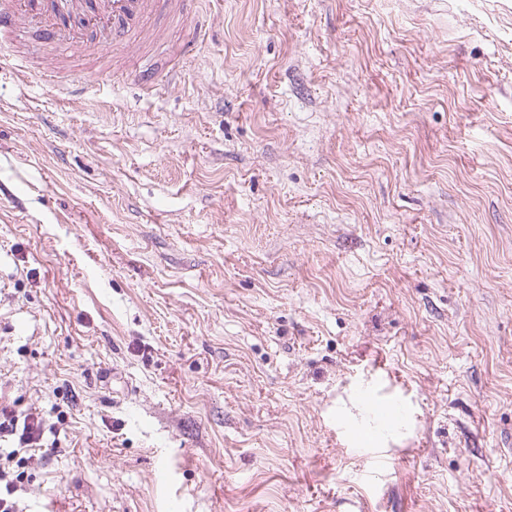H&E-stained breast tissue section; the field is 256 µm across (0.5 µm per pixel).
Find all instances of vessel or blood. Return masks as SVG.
I'll return each mask as SVG.
<instances>
[{
  "label": "vessel or blood",
  "instance_id": "obj_1",
  "mask_svg": "<svg viewBox=\"0 0 512 512\" xmlns=\"http://www.w3.org/2000/svg\"><path fill=\"white\" fill-rule=\"evenodd\" d=\"M201 0H0V31L20 29L25 19L39 20L43 39L63 38L98 55L132 49L150 39V20L159 19L184 28L185 38L175 54L194 57L205 42L210 25ZM108 71L95 72L91 80L58 85L61 96L71 97L108 81Z\"/></svg>",
  "mask_w": 512,
  "mask_h": 512
}]
</instances>
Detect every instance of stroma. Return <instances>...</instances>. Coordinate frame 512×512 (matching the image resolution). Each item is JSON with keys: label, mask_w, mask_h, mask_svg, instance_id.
<instances>
[{"label": "stroma", "mask_w": 512, "mask_h": 512, "mask_svg": "<svg viewBox=\"0 0 512 512\" xmlns=\"http://www.w3.org/2000/svg\"><path fill=\"white\" fill-rule=\"evenodd\" d=\"M204 6L161 94L0 68L28 512H512V0ZM55 69L56 67L53 68V71L49 69L48 75L53 77V81H55L54 87L57 86L58 93L63 97L81 96L96 85H100L101 83L108 81L111 76V72H108L107 70L96 71L92 78L88 81H83L76 84L73 83L71 85L59 84L55 80Z\"/></svg>", "instance_id": "stroma-1"}]
</instances>
